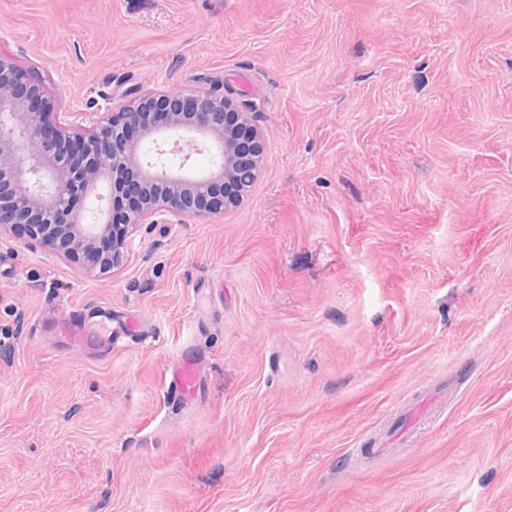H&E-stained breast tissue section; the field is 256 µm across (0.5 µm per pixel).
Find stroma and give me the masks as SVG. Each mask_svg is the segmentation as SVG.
Masks as SVG:
<instances>
[{
    "instance_id": "1",
    "label": "stroma",
    "mask_w": 512,
    "mask_h": 512,
    "mask_svg": "<svg viewBox=\"0 0 512 512\" xmlns=\"http://www.w3.org/2000/svg\"><path fill=\"white\" fill-rule=\"evenodd\" d=\"M0 52L68 123L217 89L264 136L111 273L0 233V512H512V0H0ZM103 307L141 332L60 339ZM62 333L72 345L82 347L88 344L92 336H87V328L78 319L77 311L73 310L67 313L63 318ZM202 376L201 361L183 352L164 373L167 399L185 407L195 403L202 395Z\"/></svg>"
}]
</instances>
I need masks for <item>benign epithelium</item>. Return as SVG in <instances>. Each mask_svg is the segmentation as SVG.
I'll use <instances>...</instances> for the list:
<instances>
[{"label": "benign epithelium", "instance_id": "benign-epithelium-1", "mask_svg": "<svg viewBox=\"0 0 512 512\" xmlns=\"http://www.w3.org/2000/svg\"><path fill=\"white\" fill-rule=\"evenodd\" d=\"M57 109L0 53V233L38 241L88 274L118 267L137 226L222 214L256 179L262 137L251 105L229 95L136 87L89 128L63 125ZM185 133L213 152L215 172L185 174ZM93 196L105 202L102 221L86 224Z\"/></svg>", "mask_w": 512, "mask_h": 512}]
</instances>
